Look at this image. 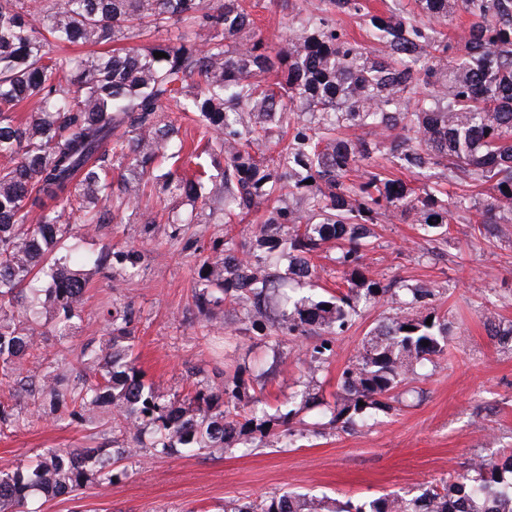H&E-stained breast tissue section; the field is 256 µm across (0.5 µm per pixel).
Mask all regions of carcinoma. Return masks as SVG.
I'll use <instances>...</instances> for the list:
<instances>
[{
	"mask_svg": "<svg viewBox=\"0 0 512 512\" xmlns=\"http://www.w3.org/2000/svg\"><path fill=\"white\" fill-rule=\"evenodd\" d=\"M416 2L427 21L374 13L365 0H324L319 14L294 0L296 20L276 49L255 33L224 45L250 26L245 0H0V377L12 379V393L0 397V433L18 426L16 392L35 385L59 420L81 424L106 407L113 428L133 433L131 441L91 435L82 448H47L0 470V512H27L35 492L53 499L113 484L128 475L124 462L140 448L168 458L269 437L292 443L298 435L285 424L302 410L318 409L329 424L354 430L392 411L410 375L445 353L454 323L433 306L436 289L375 277L364 249L375 226L397 215L428 242H448L462 214L479 242L509 232L512 0ZM458 12L471 23L454 45L433 23L445 25ZM347 13L363 21L371 45L346 39L333 16ZM148 32L154 41L146 47L57 53ZM26 101L36 111L18 122L15 109ZM174 110L201 129L204 153L224 152L220 178L185 173L193 157L201 166V155L184 152L168 118ZM344 129L364 135L344 137ZM275 130L273 146L257 151ZM382 152L414 182L372 165ZM160 155L170 167L159 189L199 200L203 209L224 201L225 234L259 205L269 211L248 251L212 243L199 263L197 303L242 313L264 338H315L306 349L312 375L329 366L336 337L360 306L395 305L343 368L334 401L307 382L288 398L286 412L271 414L260 399L249 408L240 366L230 385L166 397L137 367L126 343L134 312L117 303L104 313L110 335L81 352L80 362L98 369L94 379L70 385L74 367L63 354L38 373L15 374L37 346L44 318L55 320L60 336L76 333L87 269L135 274L134 249L92 256L60 242L80 233L70 223L75 209L85 225L112 221V210L98 207L112 199V159L122 170L120 209L140 198ZM441 175L460 191L448 193ZM325 248L334 251L341 286L320 299L284 294L277 310L268 309L270 293L317 277L311 257ZM285 255L287 270L272 268ZM483 319L491 339L512 346V321L490 309ZM231 512H512V453L480 456L467 473L415 492L330 508L284 491Z\"/></svg>",
	"mask_w": 512,
	"mask_h": 512,
	"instance_id": "carcinoma-1",
	"label": "carcinoma"
}]
</instances>
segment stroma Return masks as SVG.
I'll use <instances>...</instances> for the list:
<instances>
[{"mask_svg": "<svg viewBox=\"0 0 512 512\" xmlns=\"http://www.w3.org/2000/svg\"><path fill=\"white\" fill-rule=\"evenodd\" d=\"M257 2L252 13L264 37L283 44L293 17L288 0ZM190 210L185 197L152 188L119 219L82 230L85 253L133 247L141 255L138 270L121 281L103 270L93 273L77 335L47 331L38 352L79 356L105 336L104 310L126 303L135 312L133 353L159 391L180 392L196 382L220 387L240 366L247 396L279 406L296 388L305 346L290 342L273 350L267 339L247 330L242 315L197 306L199 261L204 248L224 237V225L188 224L173 240L146 224L158 213L177 220ZM469 232L466 222L454 223L447 246L435 255L422 248L409 220L395 219L382 224L366 255L379 277L437 289L436 307L457 326L447 354L425 367L424 377L401 392L389 414L355 431L321 426L317 437L299 447H280L271 437L247 448L164 459L143 448L121 482L92 486L75 497L32 501L33 512H225L287 489L317 499L375 498L439 482L463 472L476 456L512 448V348L500 347L482 325L489 306L512 320V237L488 247ZM391 311L386 304L362 309L338 338L335 357L317 377L324 395L338 391L342 369ZM17 403L30 424L0 438V468L27 462L47 448L86 444L87 426L36 414L25 393Z\"/></svg>", "mask_w": 512, "mask_h": 512, "instance_id": "obj_1", "label": "stroma"}]
</instances>
